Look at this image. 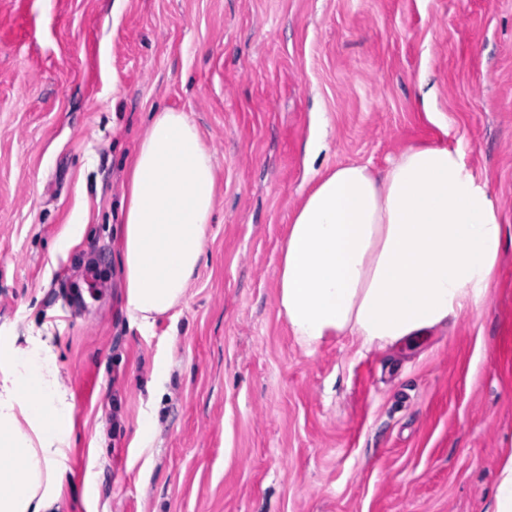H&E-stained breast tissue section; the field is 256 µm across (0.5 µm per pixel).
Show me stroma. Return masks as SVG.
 <instances>
[{"label":"stroma","instance_id":"35a3bbf8","mask_svg":"<svg viewBox=\"0 0 512 512\" xmlns=\"http://www.w3.org/2000/svg\"><path fill=\"white\" fill-rule=\"evenodd\" d=\"M165 108L196 123L217 202L186 303L142 332L118 203ZM442 123L512 232V0H0V339L60 313L75 403L72 487L51 512H494L512 247L482 311L416 347L309 350L278 305L288 214L315 173L383 167ZM82 212L81 245L53 261ZM146 412L159 430L139 453Z\"/></svg>","mask_w":512,"mask_h":512}]
</instances>
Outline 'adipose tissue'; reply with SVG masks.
Wrapping results in <instances>:
<instances>
[{
  "label": "adipose tissue",
  "mask_w": 512,
  "mask_h": 512,
  "mask_svg": "<svg viewBox=\"0 0 512 512\" xmlns=\"http://www.w3.org/2000/svg\"><path fill=\"white\" fill-rule=\"evenodd\" d=\"M213 155L188 116L152 113L127 161L120 204L126 310L140 328L181 305L208 243ZM278 305L300 345L354 336L369 352L415 344L477 312L495 287L505 235L461 143L403 146L383 169L318 173L289 216ZM47 321L0 340V512H50L69 483L73 395Z\"/></svg>",
  "instance_id": "obj_1"
}]
</instances>
